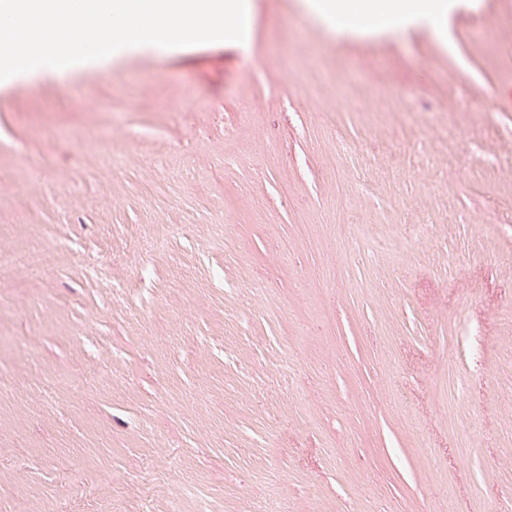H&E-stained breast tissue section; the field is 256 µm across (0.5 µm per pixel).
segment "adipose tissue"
Wrapping results in <instances>:
<instances>
[{
    "instance_id": "obj_1",
    "label": "adipose tissue",
    "mask_w": 512,
    "mask_h": 512,
    "mask_svg": "<svg viewBox=\"0 0 512 512\" xmlns=\"http://www.w3.org/2000/svg\"><path fill=\"white\" fill-rule=\"evenodd\" d=\"M308 11L333 35L352 31L396 33L415 19L425 21L440 40L447 0H308Z\"/></svg>"
}]
</instances>
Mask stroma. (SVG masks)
Listing matches in <instances>:
<instances>
[{
    "label": "stroma",
    "instance_id": "35a3bbf8",
    "mask_svg": "<svg viewBox=\"0 0 512 512\" xmlns=\"http://www.w3.org/2000/svg\"><path fill=\"white\" fill-rule=\"evenodd\" d=\"M246 3L0 88V512H512V0ZM307 9L332 35L352 31L396 33L414 19L425 21L442 41L448 3L445 0H307ZM54 251L45 247L38 252L23 254L14 250L0 249V272L30 270L50 261Z\"/></svg>",
    "mask_w": 512,
    "mask_h": 512
}]
</instances>
